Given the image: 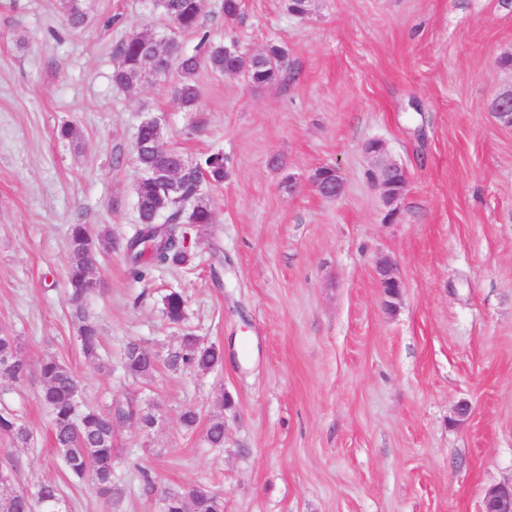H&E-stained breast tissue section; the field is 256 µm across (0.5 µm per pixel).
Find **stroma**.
Returning a JSON list of instances; mask_svg holds the SVG:
<instances>
[{"instance_id":"35a3bbf8","label":"stroma","mask_w":512,"mask_h":512,"mask_svg":"<svg viewBox=\"0 0 512 512\" xmlns=\"http://www.w3.org/2000/svg\"><path fill=\"white\" fill-rule=\"evenodd\" d=\"M222 3L205 0L211 40L281 43L288 71L253 89L201 67L186 112L167 83L110 81L117 42L170 29L153 0H93L75 30L58 0H0V331L30 362L68 363L85 403L135 393L157 419L116 431L115 507L67 477L36 381H2L0 407L35 438L12 450L15 485L56 482L68 512H161L162 490L195 484L219 492L224 512H480L487 487L512 482V126L492 112L512 88L499 63L512 56V0H313L303 17L286 0H242L231 26ZM150 116L186 159L221 151L229 163L205 190L214 222L190 229L188 264L137 281L125 244L138 225L133 146ZM65 122L78 140L58 138ZM374 138L409 177L389 224L366 176ZM325 164L343 173L340 198L310 185ZM77 221L112 231L88 301L108 372L67 315ZM383 255L404 282L391 312ZM173 291L188 298L179 325L164 314ZM187 333L223 348L221 369L124 374L128 342L163 355ZM462 400L472 412L458 421ZM188 409L192 430L179 420ZM218 414L224 445L212 448Z\"/></svg>"}]
</instances>
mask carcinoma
<instances>
[{
	"instance_id": "1",
	"label": "carcinoma",
	"mask_w": 512,
	"mask_h": 512,
	"mask_svg": "<svg viewBox=\"0 0 512 512\" xmlns=\"http://www.w3.org/2000/svg\"><path fill=\"white\" fill-rule=\"evenodd\" d=\"M174 29L180 33H194L199 41L195 52L179 58H170L165 52H155L146 35H133L120 41L113 50L115 65L112 85L133 90L143 80L142 63L151 59L150 67L158 77L177 74L171 85L174 98L186 112L196 111L200 89L195 76L200 64L222 74L234 67L242 70L248 83L255 87L275 86L283 81L288 64V49L279 43L266 45V60L257 64L245 55L230 58L224 45L213 43L201 30L205 0H158ZM59 8L68 25L74 29L85 26L90 18L87 0H59ZM134 149L140 172L135 185L139 228L126 242V258L130 275L142 280L157 266H182L188 255L184 246L188 232L186 225L205 227L214 223L212 205L204 191L206 185H220L227 173L226 158L222 152L209 153L189 164L181 173L177 187L158 182L153 173L164 169L171 156L178 153L162 143ZM67 282L71 304L70 319L77 332L85 357L99 359V327L84 305L94 293L89 287L97 256L112 249V231L98 229L91 224L76 222L69 225ZM185 297L176 291L164 298L165 315L173 324L185 318ZM224 352L215 345H205L189 334L165 360L168 370L175 373L209 372L220 367ZM123 371L135 379H148L157 369L158 357L143 344L127 343L121 360ZM0 377L12 383H23L34 378L39 383V398L52 417V440L63 458L68 473L75 479L87 480L96 494L114 503L124 496V488L115 480L116 428L122 423L136 422L142 428L154 425V416L145 411L136 395L116 399L108 405L92 407L83 403L81 379L66 362L52 356L32 366L21 353L16 337L0 332ZM0 435L8 437L15 448H29L34 442L33 432L15 413L0 411ZM205 438L213 448L224 447V418L209 421ZM15 467L12 455L0 463V472L8 475L0 479V512H54L61 501L60 490L54 482H43L35 495L27 489L15 487L10 478ZM162 512H224L221 495L203 485L183 491H166L162 498Z\"/></svg>"
}]
</instances>
